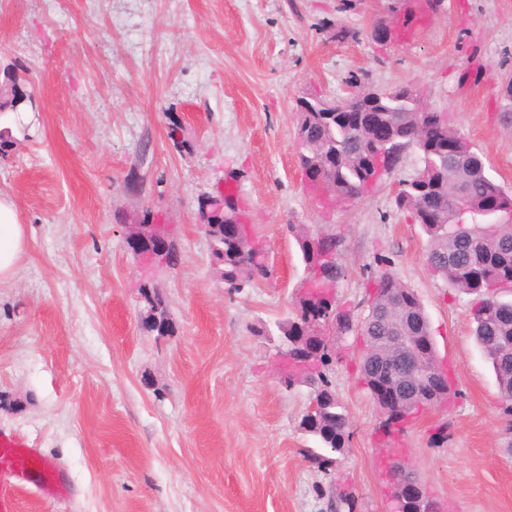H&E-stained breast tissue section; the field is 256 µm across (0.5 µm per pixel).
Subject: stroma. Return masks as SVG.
<instances>
[{
  "instance_id": "obj_1",
  "label": "stroma",
  "mask_w": 512,
  "mask_h": 512,
  "mask_svg": "<svg viewBox=\"0 0 512 512\" xmlns=\"http://www.w3.org/2000/svg\"><path fill=\"white\" fill-rule=\"evenodd\" d=\"M386 0H0V72L38 106L9 128L0 193L30 245L0 286V439L36 449L68 494L0 474V512H388L361 386L363 346L325 369L349 420L333 452L302 428L313 386L285 388L278 325L306 276L290 230L341 241L339 309L362 316L387 272L421 299L460 395L426 407L404 446L445 512H512V421L471 333L475 296L431 274L428 236L395 197L407 153L357 201L305 187L299 102L410 86L447 113L512 188V0H445L403 43L372 37ZM347 38H338L339 30ZM232 192L270 275L225 287L198 200ZM169 225L176 265L141 268L125 223ZM165 296L173 335L140 324V288Z\"/></svg>"
}]
</instances>
